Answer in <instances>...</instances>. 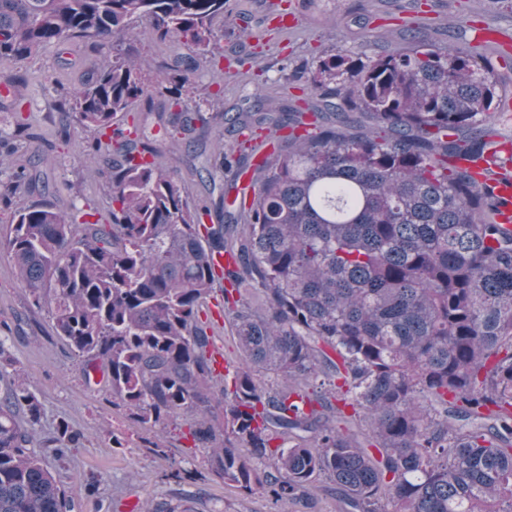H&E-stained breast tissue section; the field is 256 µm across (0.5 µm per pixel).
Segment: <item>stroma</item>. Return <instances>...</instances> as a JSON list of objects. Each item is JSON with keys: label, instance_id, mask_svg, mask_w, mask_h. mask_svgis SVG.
I'll return each mask as SVG.
<instances>
[{"label": "stroma", "instance_id": "1", "mask_svg": "<svg viewBox=\"0 0 512 512\" xmlns=\"http://www.w3.org/2000/svg\"><path fill=\"white\" fill-rule=\"evenodd\" d=\"M282 10L296 24L277 32L272 19ZM481 22L512 41V0H229L217 25L224 35L225 56L258 52L264 67L225 69L221 99L202 108L208 120L204 147L230 141L224 115L288 105L304 108L294 74L315 68L342 49L375 56L396 45L471 43L481 55L512 61V52L473 43L471 27ZM126 48L145 61L142 77L150 85L161 80L163 66L179 54L145 23L136 25ZM111 57V49H95L75 39L48 45L23 60L0 59V80L16 74L27 77L11 97L14 109L0 110V129L12 130L16 118L22 117L40 136L35 168L41 183L33 201L50 203L65 214L85 205L107 211L110 190L99 173V160L72 148L73 141L87 135L78 112L68 117L69 141L57 138L54 130L60 103ZM158 147L164 166L177 169L191 200H216L214 187L224 178L220 170L205 171L204 158L194 156L183 142L165 139ZM0 343L43 403L37 434L49 436L57 422L65 420L80 435L78 447L65 460H46L65 487H72L78 476L99 480L97 495L76 494L74 512H142L147 503L166 512L171 507L179 512H344L333 483L325 478L306 499L277 504L263 494L224 483L212 472L206 453L192 444L191 416H178L164 427L134 421L111 390L85 381L79 357L52 328L49 306L33 304L1 249ZM177 464L194 470L195 480L172 478Z\"/></svg>", "mask_w": 512, "mask_h": 512}]
</instances>
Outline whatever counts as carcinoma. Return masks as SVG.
Masks as SVG:
<instances>
[{
	"instance_id": "1",
	"label": "carcinoma",
	"mask_w": 512,
	"mask_h": 512,
	"mask_svg": "<svg viewBox=\"0 0 512 512\" xmlns=\"http://www.w3.org/2000/svg\"><path fill=\"white\" fill-rule=\"evenodd\" d=\"M227 3L0 0V58L68 38L118 51L136 22L189 51L152 90L116 54L75 93L79 147L105 163L106 220L25 203L39 136L23 120L10 140L0 132V156L26 158L0 181L17 279L51 305L85 380L137 422L194 416V446L226 483L277 503L326 475L351 512H512V230L496 218L507 201L466 166L505 103L496 63L464 45L320 62L310 111L229 118L239 133L289 132L260 164L236 141L219 151L233 179L251 174L249 206L226 213L222 196L213 208L190 200L154 142L193 141L194 119L177 108L196 58L212 63L215 97L224 64L251 63L218 46ZM155 91L172 109L155 130L118 123ZM217 254L231 262L215 268ZM217 291L243 355L230 391L210 358L205 306ZM42 415L0 342V512H73L42 449L63 459L76 435L62 420L39 440Z\"/></svg>"
}]
</instances>
